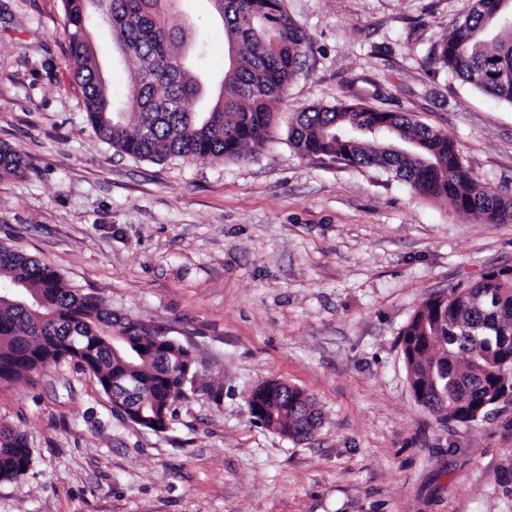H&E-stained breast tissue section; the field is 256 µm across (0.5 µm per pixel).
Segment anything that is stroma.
<instances>
[{
    "mask_svg": "<svg viewBox=\"0 0 512 512\" xmlns=\"http://www.w3.org/2000/svg\"><path fill=\"white\" fill-rule=\"evenodd\" d=\"M473 0H284L310 38L265 148L246 160L118 155L87 120L63 0H0V244L113 311L168 331L195 376L165 431L124 421L71 362L0 381V426L32 464L0 512H512V406L449 422L416 402L399 335L423 300L512 265V222L486 224L389 174L301 157L296 112L367 104L455 138L512 198V105L428 54ZM199 65L224 69L220 20L181 0ZM115 99L133 77L91 34ZM269 380L305 390L311 440L262 426ZM24 158L10 147H0V176L19 175L25 171Z\"/></svg>",
    "mask_w": 512,
    "mask_h": 512,
    "instance_id": "1",
    "label": "stroma"
}]
</instances>
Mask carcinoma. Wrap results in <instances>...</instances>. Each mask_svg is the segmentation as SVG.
Returning <instances> with one entry per match:
<instances>
[{
  "label": "carcinoma",
  "mask_w": 512,
  "mask_h": 512,
  "mask_svg": "<svg viewBox=\"0 0 512 512\" xmlns=\"http://www.w3.org/2000/svg\"><path fill=\"white\" fill-rule=\"evenodd\" d=\"M227 37L228 61L215 104L198 109L202 80L186 64L190 46L173 21L171 0H64L67 37L86 116L97 135L139 160L244 159L262 149L283 99L301 69L310 39L282 0H209ZM474 0L471 11L431 50L448 73L512 104V0ZM107 23L115 48L135 64L129 105L114 109L95 57L89 19ZM288 141L304 157H328L376 167L406 182L421 197L446 200L486 224L512 221V200L474 177L458 144L405 112L364 105L313 107L296 113ZM24 158L0 147V176L25 171ZM0 381L38 374L74 361L92 374L113 407L134 420L169 416L184 395V352L158 343L157 330L112 312L102 299L67 286L50 265L0 244ZM124 336L127 344L112 345ZM417 402L453 422L488 416L512 402V271L492 268L474 283L428 297L400 334ZM129 374L134 397L112 393ZM249 408L265 426L304 440L317 417L296 386L266 381ZM32 450L16 431L0 427V481H18Z\"/></svg>",
  "instance_id": "cac0c4a2"
}]
</instances>
